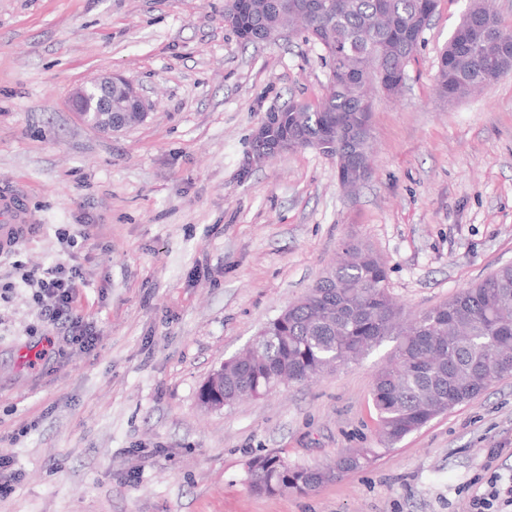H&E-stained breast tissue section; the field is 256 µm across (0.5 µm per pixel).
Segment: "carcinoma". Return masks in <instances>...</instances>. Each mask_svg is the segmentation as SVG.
Returning a JSON list of instances; mask_svg holds the SVG:
<instances>
[{
	"instance_id": "obj_1",
	"label": "carcinoma",
	"mask_w": 512,
	"mask_h": 512,
	"mask_svg": "<svg viewBox=\"0 0 512 512\" xmlns=\"http://www.w3.org/2000/svg\"><path fill=\"white\" fill-rule=\"evenodd\" d=\"M269 3L265 12L232 15L224 21L244 44V32L269 27L279 13L300 12L315 0H255ZM321 26L305 41L319 46L322 59L335 57L345 73L319 103L301 111L286 107L274 137L293 144L317 142L322 153L340 150L360 167L372 168L371 127L335 140L332 127L355 121L370 72L398 76L406 72L411 42L421 28L426 0H323ZM483 0H470L460 22L438 57V97H465L470 87L512 72V30L497 17L482 16ZM358 259L336 262L288 313L269 322L255 340L257 361L241 366L224 362V405L243 396H261L285 383L319 379L358 360L389 338L391 358L376 375L372 398L380 434L393 446L434 418L468 402L495 381L512 375V265L502 266L447 301L410 319L387 292L386 264L369 249L350 243ZM369 450L353 448L331 468L292 467L278 455L255 458L248 470L252 490L270 495L307 491L358 469Z\"/></svg>"
}]
</instances>
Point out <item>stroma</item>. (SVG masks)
I'll return each instance as SVG.
<instances>
[{
	"instance_id": "35a3bbf8",
	"label": "stroma",
	"mask_w": 512,
	"mask_h": 512,
	"mask_svg": "<svg viewBox=\"0 0 512 512\" xmlns=\"http://www.w3.org/2000/svg\"><path fill=\"white\" fill-rule=\"evenodd\" d=\"M468 2L439 0L399 96L375 95L373 172L349 196L312 148L249 163L266 112L325 97L318 46L242 44L226 0H0V187L31 213L0 256V456L20 474L0 512H466L486 463L512 473V453L487 457L512 443V376L381 443L372 383L389 340L312 383L221 411L197 401L343 244L383 259L412 315L512 265V75L453 105L433 90ZM108 72L139 83L144 123L103 134L71 111ZM83 224L93 236L66 248L60 232ZM72 253L98 332L85 352L13 267ZM350 448L369 462L312 491L250 489L255 456L321 468Z\"/></svg>"
}]
</instances>
